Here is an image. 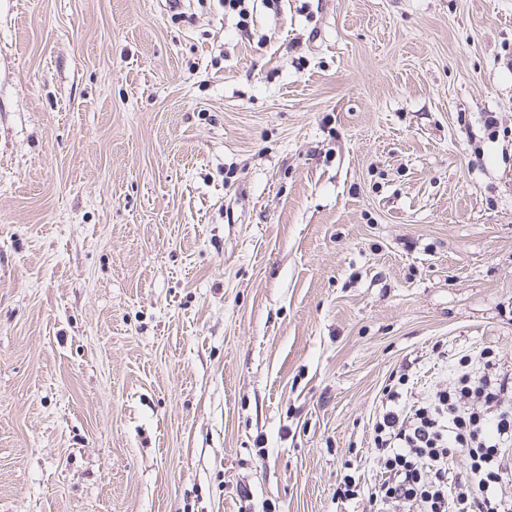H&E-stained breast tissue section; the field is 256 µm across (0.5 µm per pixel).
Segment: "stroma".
<instances>
[{"instance_id":"35a3bbf8","label":"stroma","mask_w":512,"mask_h":512,"mask_svg":"<svg viewBox=\"0 0 512 512\" xmlns=\"http://www.w3.org/2000/svg\"><path fill=\"white\" fill-rule=\"evenodd\" d=\"M250 4L0 0V512H368L512 370V0Z\"/></svg>"}]
</instances>
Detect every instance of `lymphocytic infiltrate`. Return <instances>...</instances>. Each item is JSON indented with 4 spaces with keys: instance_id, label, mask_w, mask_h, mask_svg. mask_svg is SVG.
<instances>
[{
    "instance_id": "f902f5d3",
    "label": "lymphocytic infiltrate",
    "mask_w": 512,
    "mask_h": 512,
    "mask_svg": "<svg viewBox=\"0 0 512 512\" xmlns=\"http://www.w3.org/2000/svg\"><path fill=\"white\" fill-rule=\"evenodd\" d=\"M472 365L460 358L452 382L413 405L396 391L383 400L370 512H512V493L500 490L512 469V371L491 354L480 372ZM458 453L468 461L462 474Z\"/></svg>"
}]
</instances>
